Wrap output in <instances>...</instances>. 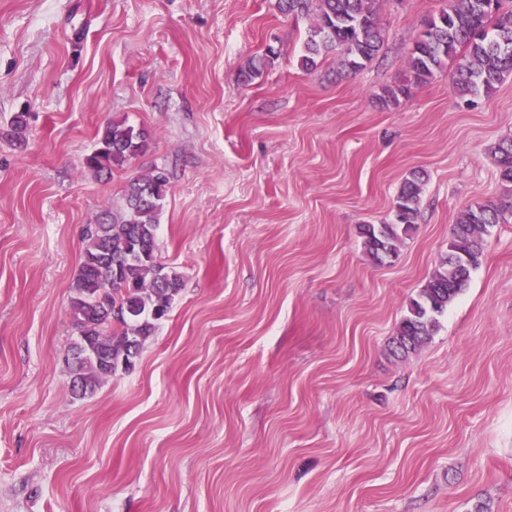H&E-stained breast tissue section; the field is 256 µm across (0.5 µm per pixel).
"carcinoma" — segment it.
<instances>
[{
    "label": "carcinoma",
    "instance_id": "carcinoma-1",
    "mask_svg": "<svg viewBox=\"0 0 512 512\" xmlns=\"http://www.w3.org/2000/svg\"><path fill=\"white\" fill-rule=\"evenodd\" d=\"M309 2L278 0V8L296 16L309 11ZM317 2L300 66L313 69L335 52L338 72L360 71L383 44L375 0ZM449 66L462 98L488 96L512 77V0H446L415 40L406 61V80L382 88L377 98L388 108L399 107L410 99L414 88ZM147 143L145 129L114 120L104 129L99 147L85 158V167L99 175L110 174L142 154ZM494 161L502 183L512 186V140L498 144ZM421 186V173L411 172L394 201V222L360 226L364 250L372 260L397 257L403 239L414 229ZM167 189L168 177L159 170L130 181L125 190L126 210L105 211L84 231L83 256L71 296L76 340L69 352L95 347L101 361L69 362L75 394H92L119 368L131 367L143 341L167 316L182 289V276L155 257ZM511 208V202L486 201L461 211L442 262L419 295L410 300L397 327L391 347L394 356L406 357L432 337L437 317L469 286L490 228L505 221V212Z\"/></svg>",
    "mask_w": 512,
    "mask_h": 512
}]
</instances>
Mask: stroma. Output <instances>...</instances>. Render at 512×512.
Listing matches in <instances>:
<instances>
[{
    "mask_svg": "<svg viewBox=\"0 0 512 512\" xmlns=\"http://www.w3.org/2000/svg\"><path fill=\"white\" fill-rule=\"evenodd\" d=\"M442 6L376 0L384 43L340 76L300 67L315 15L276 0H0V512H512V215L432 339L390 353L461 210L507 196L512 79L377 100ZM115 118L148 147L100 176ZM157 167L182 290L134 369L76 397L83 231ZM414 170L416 228L373 264L359 227ZM494 161L499 169L502 183L512 186V140L503 141L494 151Z\"/></svg>",
    "mask_w": 512,
    "mask_h": 512,
    "instance_id": "35a3bbf8",
    "label": "stroma"
}]
</instances>
